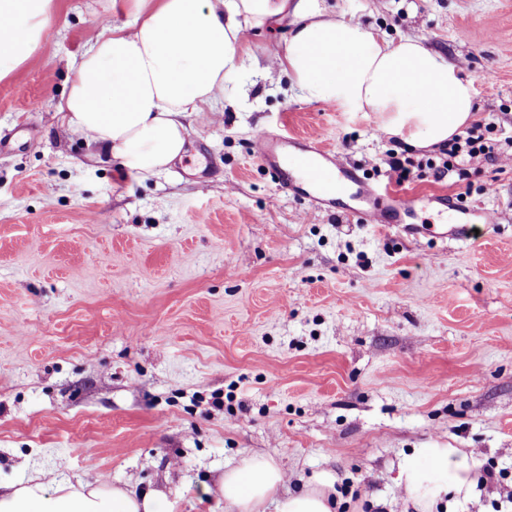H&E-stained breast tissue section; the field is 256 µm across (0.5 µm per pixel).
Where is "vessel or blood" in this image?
I'll use <instances>...</instances> for the list:
<instances>
[{
	"instance_id": "vessel-or-blood-1",
	"label": "vessel or blood",
	"mask_w": 512,
	"mask_h": 512,
	"mask_svg": "<svg viewBox=\"0 0 512 512\" xmlns=\"http://www.w3.org/2000/svg\"><path fill=\"white\" fill-rule=\"evenodd\" d=\"M256 145L265 165L276 174L282 191L309 197L319 208L343 205L346 216L359 224L398 227L413 238L431 233L443 239H458L468 236L473 224L493 221L488 212L462 206L445 195L424 196L388 183L370 184L339 152L317 141L282 139L264 132L257 135ZM326 172L336 176L341 184L336 193L320 190V181ZM427 202L452 211L453 223L431 227L417 223V213Z\"/></svg>"
}]
</instances>
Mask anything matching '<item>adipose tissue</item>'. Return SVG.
I'll return each mask as SVG.
<instances>
[{"mask_svg":"<svg viewBox=\"0 0 512 512\" xmlns=\"http://www.w3.org/2000/svg\"><path fill=\"white\" fill-rule=\"evenodd\" d=\"M54 0H0V80L29 61ZM318 0H130L127 22L107 27L72 63L56 115L71 134L130 173L148 176L181 155L188 117L213 105L232 81L246 32L291 19L275 62L310 101L375 112L385 130L415 146L448 141L471 119L474 89L455 64L420 40L377 38L361 22L327 21ZM480 467L456 448H419L402 467L405 495L432 512L449 494L468 495ZM255 456L225 470V512H335L336 480L298 492ZM0 512H167L161 491L138 493L104 479L64 474L0 484Z\"/></svg>","mask_w":512,"mask_h":512,"instance_id":"adipose-tissue-1","label":"adipose tissue"}]
</instances>
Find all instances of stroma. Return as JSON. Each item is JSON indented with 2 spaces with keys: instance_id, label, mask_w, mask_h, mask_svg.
<instances>
[{
  "instance_id": "obj_1",
  "label": "stroma",
  "mask_w": 512,
  "mask_h": 512,
  "mask_svg": "<svg viewBox=\"0 0 512 512\" xmlns=\"http://www.w3.org/2000/svg\"><path fill=\"white\" fill-rule=\"evenodd\" d=\"M57 2L40 51L0 81V481L61 467L167 490L168 512H224V470L264 455L292 491L334 475L337 512H413L400 467L435 445L501 474L452 512H495L512 490V168L440 178L439 146L307 101L269 65L281 22L249 30L183 156L130 174L53 117L100 19L128 16ZM323 5L456 62L474 117L497 114L492 138L512 151V0ZM262 131L319 137L366 171L412 157L405 188L494 221L464 242L351 222L277 188Z\"/></svg>"
}]
</instances>
